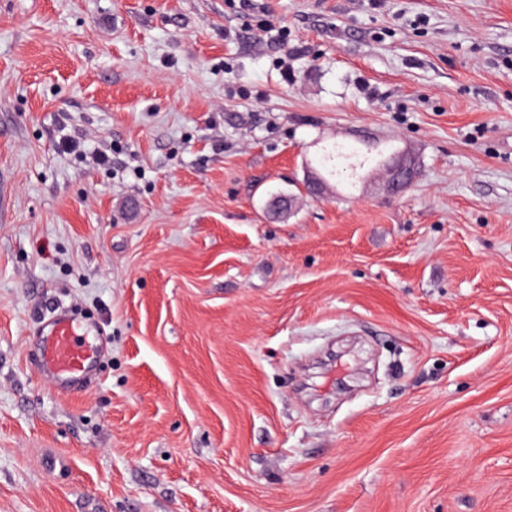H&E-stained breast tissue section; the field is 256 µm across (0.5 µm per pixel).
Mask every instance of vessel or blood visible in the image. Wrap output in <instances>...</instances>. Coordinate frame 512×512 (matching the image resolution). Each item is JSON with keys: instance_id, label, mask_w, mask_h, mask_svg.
Masks as SVG:
<instances>
[{"instance_id": "obj_1", "label": "vessel or blood", "mask_w": 512, "mask_h": 512, "mask_svg": "<svg viewBox=\"0 0 512 512\" xmlns=\"http://www.w3.org/2000/svg\"><path fill=\"white\" fill-rule=\"evenodd\" d=\"M92 355L75 338L69 319L55 317L42 351L43 371L56 379H75L85 374Z\"/></svg>"}]
</instances>
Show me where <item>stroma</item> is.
<instances>
[{
    "instance_id": "stroma-1",
    "label": "stroma",
    "mask_w": 512,
    "mask_h": 512,
    "mask_svg": "<svg viewBox=\"0 0 512 512\" xmlns=\"http://www.w3.org/2000/svg\"><path fill=\"white\" fill-rule=\"evenodd\" d=\"M0 512H512V0H0ZM414 179V166L404 154L393 157L386 164V188L390 194H399L408 189ZM72 323L65 316L54 318L42 351V370L55 379L83 376L91 363L90 351L75 338Z\"/></svg>"
}]
</instances>
